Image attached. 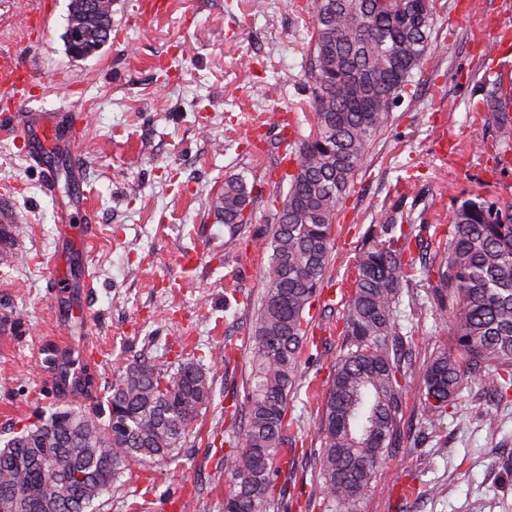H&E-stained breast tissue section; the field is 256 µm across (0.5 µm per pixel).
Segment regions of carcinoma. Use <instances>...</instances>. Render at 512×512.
Here are the masks:
<instances>
[{"label":"carcinoma","instance_id":"obj_1","mask_svg":"<svg viewBox=\"0 0 512 512\" xmlns=\"http://www.w3.org/2000/svg\"><path fill=\"white\" fill-rule=\"evenodd\" d=\"M436 0H311L310 73L316 134L286 148L294 169L273 200L265 294L246 393L244 446L224 453V512H270L288 472L283 432L288 400L309 332L306 310L331 262L333 224L368 147L387 126L414 70L431 59ZM88 39L112 30V2L78 15ZM243 175L216 199L226 225L246 223L258 196ZM411 230L387 217L369 229L342 315L349 351L323 385L317 451L324 497L353 512L374 489L377 469L399 446L404 392L413 375L398 323L402 290L412 286ZM433 273L440 316L453 347L432 353L420 372L421 411L438 423L462 384L486 378L512 396V206L463 201ZM212 398L209 369L170 370L139 359L107 389L110 414L57 407L0 448V505L28 501L29 512H88L130 463L178 456Z\"/></svg>","mask_w":512,"mask_h":512}]
</instances>
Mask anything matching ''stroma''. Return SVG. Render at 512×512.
<instances>
[{"instance_id":"35a3bbf8","label":"stroma","mask_w":512,"mask_h":512,"mask_svg":"<svg viewBox=\"0 0 512 512\" xmlns=\"http://www.w3.org/2000/svg\"><path fill=\"white\" fill-rule=\"evenodd\" d=\"M21 0H0V51L42 79L37 110L66 129L73 112L90 117L75 152L49 143L44 164L28 162L0 134V198L14 223L13 256L0 254V445L40 410L104 404L107 386L131 361L209 365L213 397L176 460L130 465L99 498L97 512H224L218 472L243 420L263 277L270 251L269 200L286 166V133L313 128L307 76L312 20L307 0H168L165 12L136 15L113 0L105 46L73 58L63 39L70 0H45L44 34H26ZM512 0H438L430 51L368 148L337 214L335 245L306 317L309 343L289 397L284 445L294 461L281 486L289 512L326 506L315 463L324 382L345 347L335 327L354 280L363 236L384 213L409 216L427 261L439 262L446 227L463 200L512 203V148L498 134L489 96L512 95V30L489 42ZM56 171L52 194L42 166ZM241 174L261 198L238 229L219 222L213 198ZM91 226L94 242L72 237ZM94 290L82 296L83 271ZM67 288L54 290L53 278ZM432 288L416 277L418 309L403 323L414 367L450 346L449 323L431 307ZM99 347L91 395L48 392L44 351ZM420 380L406 386L403 435L379 469L358 512H512V400L487 380L463 386L441 423L420 411Z\"/></svg>"}]
</instances>
